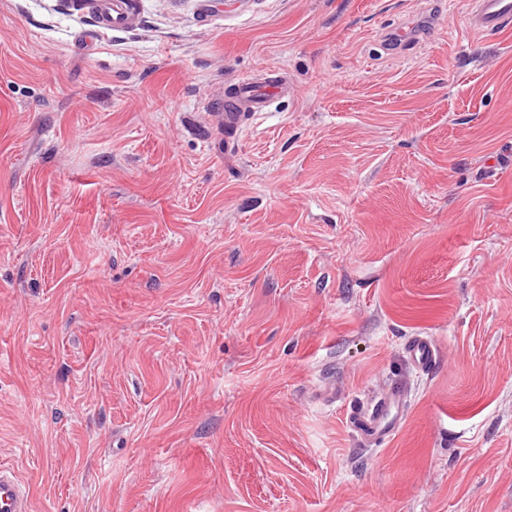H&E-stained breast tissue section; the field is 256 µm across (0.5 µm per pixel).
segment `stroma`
<instances>
[{
    "mask_svg": "<svg viewBox=\"0 0 512 512\" xmlns=\"http://www.w3.org/2000/svg\"><path fill=\"white\" fill-rule=\"evenodd\" d=\"M471 2L0 0V464L34 512H512V31ZM246 75L287 91L228 153ZM133 0H114L112 3V15L105 13L100 18V23L112 25L113 28H119L126 25L133 13ZM465 28L475 34L499 33L512 26V0H474ZM403 351L408 364L423 373L433 370L439 362L436 348L426 336H409L403 344ZM407 402L406 385L392 382L353 410L348 420L360 444L371 448L390 440L402 422Z\"/></svg>",
    "mask_w": 512,
    "mask_h": 512,
    "instance_id": "1",
    "label": "stroma"
}]
</instances>
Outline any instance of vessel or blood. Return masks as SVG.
Segmentation results:
<instances>
[{"label": "vessel or blood", "instance_id": "vessel-or-blood-1", "mask_svg": "<svg viewBox=\"0 0 512 512\" xmlns=\"http://www.w3.org/2000/svg\"><path fill=\"white\" fill-rule=\"evenodd\" d=\"M133 9L132 0H114L111 12L103 14L101 22L122 27L130 21ZM511 27L512 0H473L465 22L468 32L498 33ZM283 90L282 83L274 78L260 83L250 78L240 79L235 86L233 101L224 111L226 131H238L241 123L239 105H246L252 112L267 111L271 98ZM403 351L408 364L424 373L433 370L439 362L433 342L425 336L408 337ZM407 402L406 385L393 382L353 410L349 424L361 445L371 448L390 440L402 422ZM0 512H33L29 495L15 470L4 466H0Z\"/></svg>", "mask_w": 512, "mask_h": 512}]
</instances>
